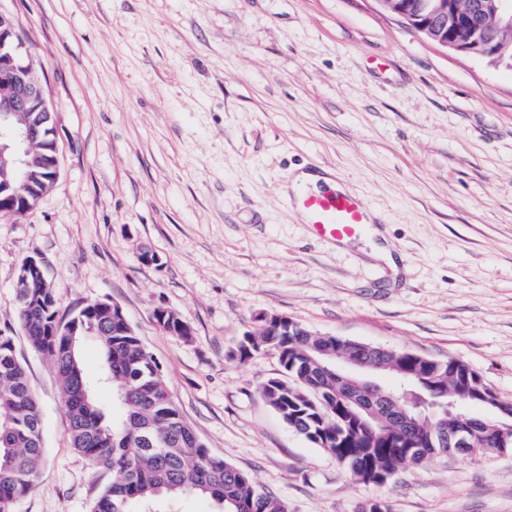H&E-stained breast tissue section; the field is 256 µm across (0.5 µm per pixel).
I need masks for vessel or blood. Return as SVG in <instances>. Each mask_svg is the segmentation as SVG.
<instances>
[{
	"label": "vessel or blood",
	"mask_w": 512,
	"mask_h": 512,
	"mask_svg": "<svg viewBox=\"0 0 512 512\" xmlns=\"http://www.w3.org/2000/svg\"><path fill=\"white\" fill-rule=\"evenodd\" d=\"M292 203L304 212L317 239L335 245L359 236L372 220L367 200L347 190H302Z\"/></svg>",
	"instance_id": "vessel-or-blood-1"
}]
</instances>
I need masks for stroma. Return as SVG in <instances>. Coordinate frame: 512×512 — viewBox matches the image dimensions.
I'll use <instances>...</instances> for the list:
<instances>
[{"label": "stroma", "instance_id": "1", "mask_svg": "<svg viewBox=\"0 0 512 512\" xmlns=\"http://www.w3.org/2000/svg\"><path fill=\"white\" fill-rule=\"evenodd\" d=\"M58 111L60 176L0 217V333L43 418L40 476L12 512H88L112 474L70 445L52 363L14 283L41 261L59 314L119 305L213 455L288 512H512V452L355 480L260 393L273 352L229 357L258 314L454 358L512 402V69L438 46L379 0H0ZM335 171L384 222L316 239L281 188ZM158 257L141 261L143 249ZM168 307L192 329L162 330Z\"/></svg>", "mask_w": 512, "mask_h": 512}]
</instances>
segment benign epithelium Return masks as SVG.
Listing matches in <instances>:
<instances>
[{
    "instance_id": "benign-epithelium-1",
    "label": "benign epithelium",
    "mask_w": 512,
    "mask_h": 512,
    "mask_svg": "<svg viewBox=\"0 0 512 512\" xmlns=\"http://www.w3.org/2000/svg\"><path fill=\"white\" fill-rule=\"evenodd\" d=\"M382 5L405 20L413 29L433 43L489 60L494 65L512 67V0H429L420 9L410 0H379ZM14 20L0 12V120L6 115H41L50 118L54 105L47 96L39 71L30 58L23 55ZM40 124L14 125L0 136V213H13L31 206L30 196L13 192L14 185L28 180L36 168L59 173L58 153H34ZM26 279L44 277L41 262L28 258L19 268ZM367 364L349 360L336 365V373L349 385L362 389L359 407L371 413L374 402L390 407L395 414L406 413V405L396 401L384 390L378 376H367L360 369Z\"/></svg>"
}]
</instances>
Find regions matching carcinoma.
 Returning a JSON list of instances; mask_svg holds the SVG:
<instances>
[{"label":"carcinoma","instance_id":"carcinoma-1","mask_svg":"<svg viewBox=\"0 0 512 512\" xmlns=\"http://www.w3.org/2000/svg\"><path fill=\"white\" fill-rule=\"evenodd\" d=\"M15 294L29 303L17 304V317L30 346L54 365L72 448L112 471V483L91 503L89 512H136V505L191 494L210 498L217 512H287L286 502L210 453L183 419L162 376L146 374V366L156 359L127 320L114 318L111 304L87 303L61 316L53 289L42 279L15 289ZM155 320L165 331L185 340L192 337L175 312L157 314ZM87 336L101 352V379L112 385L111 411L96 398L84 370L80 346ZM268 350L277 354L280 373L263 383V398L292 429L333 455L357 481L383 485L406 463L469 452L457 447L446 428L416 426L412 409L399 422L388 421L382 407L372 418L363 414L348 399L326 352L338 351L363 362L384 361L387 373L397 380L394 396L399 400L405 377L423 393L433 385L442 391L486 386L464 362L402 349L368 350L291 320L262 316L240 338L231 358L244 363ZM469 419L476 423L475 447L512 449V439L500 440L496 419L473 414ZM43 456L38 399L14 355L12 338L0 334V512H9L31 489Z\"/></svg>","mask_w":512,"mask_h":512}]
</instances>
